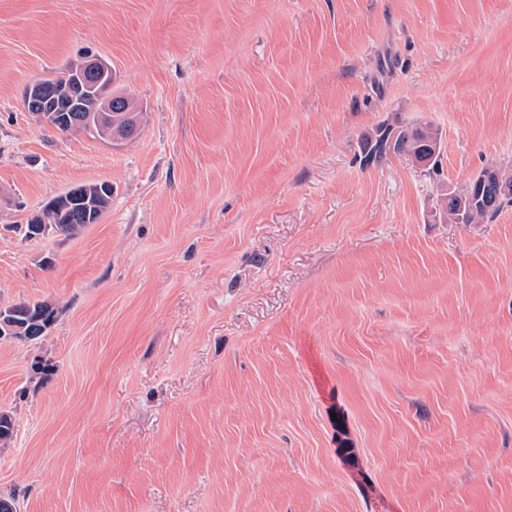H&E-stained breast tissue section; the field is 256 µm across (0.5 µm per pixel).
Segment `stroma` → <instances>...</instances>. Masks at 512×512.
I'll return each instance as SVG.
<instances>
[{"instance_id":"35a3bbf8","label":"stroma","mask_w":512,"mask_h":512,"mask_svg":"<svg viewBox=\"0 0 512 512\" xmlns=\"http://www.w3.org/2000/svg\"><path fill=\"white\" fill-rule=\"evenodd\" d=\"M91 53L141 112L113 146L27 87ZM388 121L440 176L360 162ZM512 0H0V494L17 512H512ZM106 182L75 236L45 203ZM43 371L33 374V363ZM439 149L434 155L436 141ZM360 150L366 165H373L394 154L425 161V170H435L440 157V137L431 126H411L382 123L366 132L361 139ZM491 167L482 169L468 184L450 192L437 187L435 209L441 219L448 224H484L493 221L505 200L512 202V174L508 176V191L498 196L484 184L483 176ZM59 203L63 204V202L60 201V202L49 203L48 205H46V207L43 210L45 215H44V217H42L41 223L30 224V221H29L25 227L26 236L33 237L34 235L37 236V235L43 234L46 227L41 232L40 229H41L42 224H50L49 220L53 219L54 212H56ZM72 213L73 212L70 210L64 211V212L58 211L56 219H55V225L50 224V226L52 228H55L57 230V232H59L61 234H65L67 236H73V235L78 234L87 224L85 223L83 218L72 217ZM56 310L48 303H20L0 308V339L35 341L48 334Z\"/></svg>"}]
</instances>
